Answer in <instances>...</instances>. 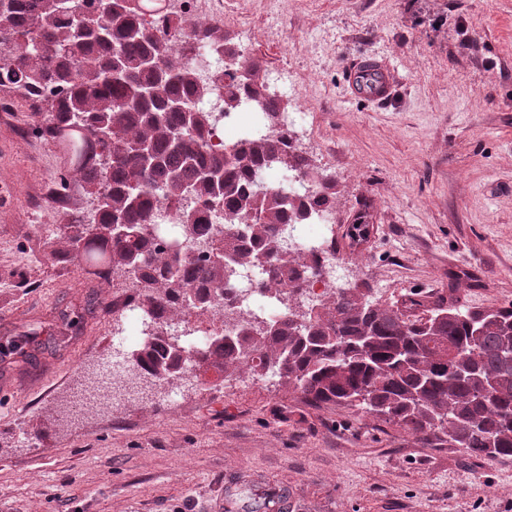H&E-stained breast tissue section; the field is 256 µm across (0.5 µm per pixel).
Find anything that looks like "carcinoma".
Instances as JSON below:
<instances>
[{"label": "carcinoma", "instance_id": "cac0c4a2", "mask_svg": "<svg viewBox=\"0 0 512 512\" xmlns=\"http://www.w3.org/2000/svg\"><path fill=\"white\" fill-rule=\"evenodd\" d=\"M67 6L0 0V86L47 107L35 132L60 147L98 200L93 223L78 215L67 224L63 256L94 278L126 275L146 306L188 317L224 310V282L262 263L269 271L260 290L288 309L278 318L248 315L195 360L160 323L134 360L165 383L202 367L224 375L245 368L279 378L311 405L356 408L436 448L512 457V303L473 310L452 297L432 306L410 298L407 309H422L411 317L368 289L342 288L294 307L320 268L305 251L278 252V227L332 205L322 191L301 200L252 180L260 167L307 175L260 64L208 25L154 28L146 14L160 10L157 0ZM200 43L233 62L230 79L198 75ZM212 98L214 110L198 106ZM245 103L265 113L268 132L212 149L224 117ZM163 204L175 208L185 240L209 236L205 255L161 233Z\"/></svg>", "mask_w": 512, "mask_h": 512}]
</instances>
